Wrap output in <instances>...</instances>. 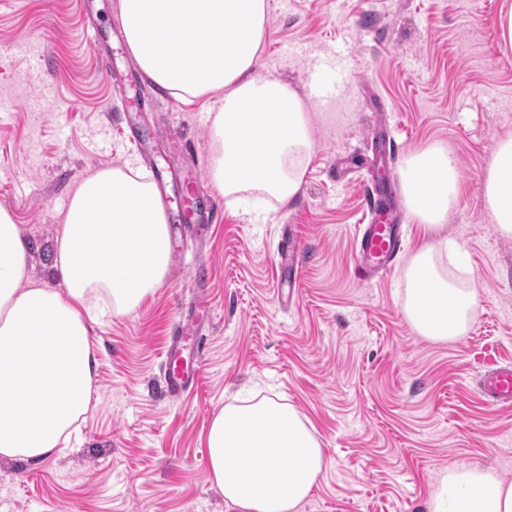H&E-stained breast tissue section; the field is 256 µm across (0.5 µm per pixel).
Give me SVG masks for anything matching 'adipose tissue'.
Returning <instances> with one entry per match:
<instances>
[{"mask_svg": "<svg viewBox=\"0 0 512 512\" xmlns=\"http://www.w3.org/2000/svg\"><path fill=\"white\" fill-rule=\"evenodd\" d=\"M127 46L141 68L185 101L220 91L211 113L213 182L233 195L254 189L288 203L312 153L311 118L288 83L256 74L268 27L266 0H120ZM406 207L437 226L459 204L461 176L447 148L411 151L400 173ZM483 205L512 236V138L501 140L483 177ZM170 235L152 183L104 168L71 190L56 238L54 290L27 275L30 243L0 207V458L40 459L69 444L88 412L96 359L88 321L133 313L169 270ZM461 245L420 248L403 273L409 325L434 342L470 329L475 289L449 277ZM433 310L422 307V281ZM205 442L209 480L229 512H300L325 472L309 421L265 397L226 404ZM428 512H512V481L477 465L440 474Z\"/></svg>", "mask_w": 512, "mask_h": 512, "instance_id": "adipose-tissue-1", "label": "adipose tissue"}]
</instances>
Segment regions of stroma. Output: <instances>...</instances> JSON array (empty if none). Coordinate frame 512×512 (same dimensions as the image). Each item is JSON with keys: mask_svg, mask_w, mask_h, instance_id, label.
I'll return each instance as SVG.
<instances>
[{"mask_svg": "<svg viewBox=\"0 0 512 512\" xmlns=\"http://www.w3.org/2000/svg\"><path fill=\"white\" fill-rule=\"evenodd\" d=\"M503 0H268L258 72L306 92L315 61L346 55L337 99L311 107L312 155L288 204L262 198V217L225 203L217 223L173 241L162 285L133 313L91 325L97 370L73 448L37 461L0 460V512H224L208 480L204 435L240 393L274 387L307 420L328 466L302 512H426L440 473L479 465L512 481V409L488 404L484 372L512 365V237L483 208L482 176L512 137V55L498 50ZM118 0H0V205L31 243L28 273L56 288L51 262L72 187L103 168L136 162L156 128L194 143L192 193L208 201L215 92L140 108L99 71ZM51 46L43 54V46ZM394 129L393 195L415 148L439 142L463 192L443 231L467 252L478 295L458 341L416 334L402 309L401 274L437 233L409 220L394 267L368 282L354 239L376 179L373 134ZM304 228L306 265L292 306L278 243ZM203 275H196V268ZM205 308L197 390H162V347L190 301Z\"/></svg>", "mask_w": 512, "mask_h": 512, "instance_id": "1", "label": "stroma"}]
</instances>
